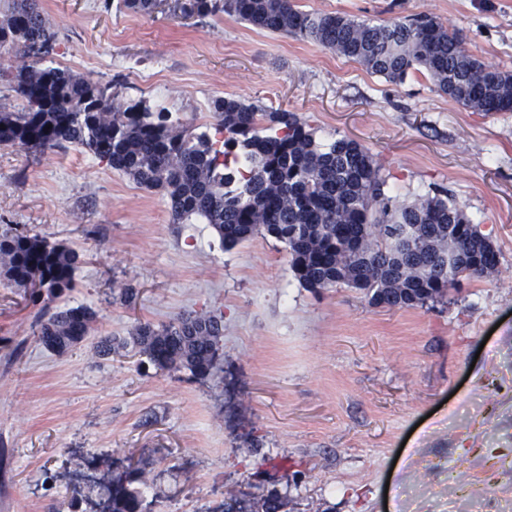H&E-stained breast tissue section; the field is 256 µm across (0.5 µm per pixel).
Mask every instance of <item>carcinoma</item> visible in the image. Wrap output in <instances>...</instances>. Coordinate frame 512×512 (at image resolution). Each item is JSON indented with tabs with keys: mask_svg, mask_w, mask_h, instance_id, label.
<instances>
[{
	"mask_svg": "<svg viewBox=\"0 0 512 512\" xmlns=\"http://www.w3.org/2000/svg\"><path fill=\"white\" fill-rule=\"evenodd\" d=\"M127 11L149 15L155 0H120ZM184 13H227L271 34L313 41L392 83L419 72L437 91L473 112H512V72L487 67L463 39L432 17L366 22L339 13L304 12L293 0H186ZM55 34L37 0H0V76L9 72L23 107L0 112V146L42 153L67 144L90 152L139 187L162 192L173 224L196 220L213 227L226 248L258 235L286 245L292 271L306 288L345 284L370 301L413 308L434 303L498 266L493 242L438 191L398 205L370 151L341 138L326 147L293 112L268 110L232 98L213 102L214 122L196 134L180 118L144 101L127 103L110 86L62 66L41 65ZM33 59L14 65L17 53ZM415 226L413 246L401 250L394 235ZM453 248L455 267L435 261ZM79 255L63 243L9 228L0 234V277L18 288L45 290L50 300L75 287ZM95 311L58 308L40 318L39 342L62 354L89 335ZM223 321L207 313L181 315L155 328L140 324L130 340L104 338L108 357L133 344L159 369L213 376ZM144 472L128 468L112 483L102 512H143L130 488ZM273 493L244 492L237 512H280Z\"/></svg>",
	"mask_w": 512,
	"mask_h": 512,
	"instance_id": "cac0c4a2",
	"label": "carcinoma"
}]
</instances>
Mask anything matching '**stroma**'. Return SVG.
I'll list each match as a JSON object with an SVG mask.
<instances>
[{
    "mask_svg": "<svg viewBox=\"0 0 512 512\" xmlns=\"http://www.w3.org/2000/svg\"><path fill=\"white\" fill-rule=\"evenodd\" d=\"M183 2L149 15L119 0L39 5L54 64L196 133L215 99L236 97L296 113L321 145L355 139L399 202L447 190L498 267L439 302L377 306L344 285L304 287L271 236L227 249L210 225L171 223L161 192L73 146L0 148V227L75 249L63 299L96 313L55 354L34 334L46 299L0 278V512H97L90 481L131 464L145 512H222L251 488L277 491L281 512H512V112L465 110L421 74L393 84L310 41L185 15ZM295 4L373 22L431 15L512 71V0ZM190 311L224 320L210 378L96 353L101 337Z\"/></svg>",
    "mask_w": 512,
    "mask_h": 512,
    "instance_id": "35a3bbf8",
    "label": "stroma"
}]
</instances>
